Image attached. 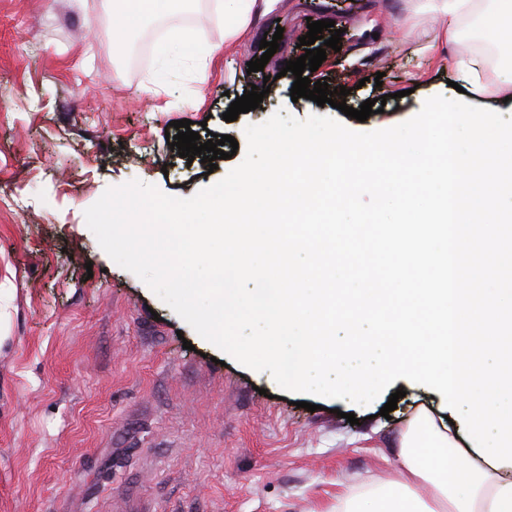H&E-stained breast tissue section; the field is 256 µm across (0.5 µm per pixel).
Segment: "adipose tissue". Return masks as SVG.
I'll return each mask as SVG.
<instances>
[{
    "instance_id": "1",
    "label": "adipose tissue",
    "mask_w": 512,
    "mask_h": 512,
    "mask_svg": "<svg viewBox=\"0 0 512 512\" xmlns=\"http://www.w3.org/2000/svg\"><path fill=\"white\" fill-rule=\"evenodd\" d=\"M274 2L224 0L225 50L245 38ZM405 7L439 17L442 27L432 48L471 94L512 91V0H405ZM469 19L488 31L503 66H482L463 44L460 32ZM394 454L398 468L392 482L350 487L332 512H512V467L491 466L431 410L413 415Z\"/></svg>"
}]
</instances>
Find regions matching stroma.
I'll list each match as a JSON object with an SVG mask.
<instances>
[{
    "instance_id": "obj_1",
    "label": "stroma",
    "mask_w": 512,
    "mask_h": 512,
    "mask_svg": "<svg viewBox=\"0 0 512 512\" xmlns=\"http://www.w3.org/2000/svg\"><path fill=\"white\" fill-rule=\"evenodd\" d=\"M335 2L277 0L228 54L222 0H177L120 45L113 0H0V512H330L351 485L392 478L419 408L445 409L403 378L386 418L384 394L301 408L302 394L200 337L85 221L107 188L132 180L193 196L241 163L247 126L280 110L371 132L430 97L457 98L455 72L427 50L440 20L403 0H356L340 14ZM311 19L343 34L310 80L348 88L353 108L385 98L383 112L361 122L292 100L284 66ZM175 27L212 56L159 54ZM278 30L276 53L249 72ZM262 84L258 108L223 120ZM182 119L238 150L215 170L179 157L165 132Z\"/></svg>"
}]
</instances>
